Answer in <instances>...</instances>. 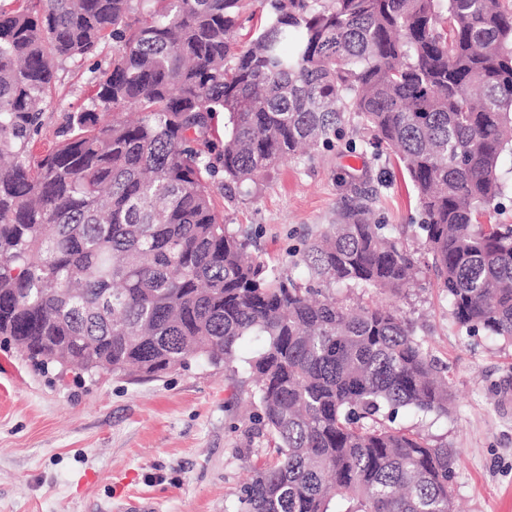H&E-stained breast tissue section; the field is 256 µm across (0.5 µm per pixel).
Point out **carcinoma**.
Masks as SVG:
<instances>
[{"instance_id": "obj_1", "label": "carcinoma", "mask_w": 512, "mask_h": 512, "mask_svg": "<svg viewBox=\"0 0 512 512\" xmlns=\"http://www.w3.org/2000/svg\"><path fill=\"white\" fill-rule=\"evenodd\" d=\"M0 0V336L29 360L157 378L239 344L264 457L237 512H455L457 451L394 426L448 417V379L395 310L341 287L399 293L419 273L405 229L356 186L303 244L299 281L249 261L224 223L278 163L313 159L353 114L362 144L403 163L423 246L457 323L512 341V9L498 0ZM92 66L89 105L33 154L58 71ZM224 125H218L219 115Z\"/></svg>"}]
</instances>
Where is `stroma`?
Wrapping results in <instances>:
<instances>
[{
  "instance_id": "1",
  "label": "stroma",
  "mask_w": 512,
  "mask_h": 512,
  "mask_svg": "<svg viewBox=\"0 0 512 512\" xmlns=\"http://www.w3.org/2000/svg\"><path fill=\"white\" fill-rule=\"evenodd\" d=\"M86 67L68 66L45 112L38 148L52 147L67 116L89 102ZM377 192L374 214L405 224L422 273L392 296L337 289L350 302L392 306L409 320L448 371L454 406L435 420L408 413L418 427L460 454L453 479L459 512H512V344L468 335L434 284L416 229L421 216L395 157L349 154L344 146L288 161L225 197L214 187L225 223L248 232L251 251L289 266L307 235L335 223L352 184ZM204 361L157 379L41 373L0 344V512H235L237 493L263 448L250 418L251 382Z\"/></svg>"
}]
</instances>
